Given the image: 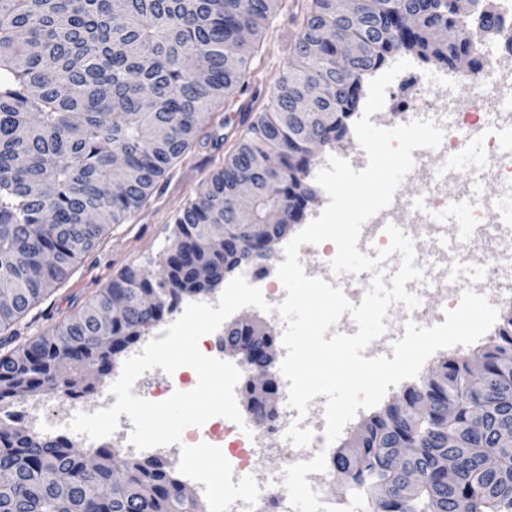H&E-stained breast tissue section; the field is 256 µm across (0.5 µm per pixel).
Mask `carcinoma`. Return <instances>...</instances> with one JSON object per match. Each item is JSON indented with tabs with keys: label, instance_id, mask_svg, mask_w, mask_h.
<instances>
[{
	"label": "carcinoma",
	"instance_id": "obj_1",
	"mask_svg": "<svg viewBox=\"0 0 512 512\" xmlns=\"http://www.w3.org/2000/svg\"><path fill=\"white\" fill-rule=\"evenodd\" d=\"M279 0H0V406L38 393L86 395L84 380H103L119 358L101 348L121 336L137 342L164 313L192 297L195 269L214 280L271 260L224 257L243 224L287 223L284 207L304 213L313 193L312 140L325 151L347 135L365 76L412 54L450 69L462 55L481 68L471 32L450 0H312L286 74L251 124L238 151L178 214L173 239L154 268L127 267L74 313L36 336L17 329L43 298L118 224L154 194L194 143L214 109L243 91L254 46ZM454 38L444 40V30ZM346 42L359 55L344 59ZM275 154L279 165L268 169ZM128 176L112 193V156ZM249 183L252 207H235ZM118 297L121 324L102 319ZM484 387L469 385L468 357L451 355L363 424L347 448L331 453L349 489L368 495L372 512H512V310L502 313L485 350ZM422 397L435 413L412 410ZM457 420L444 421L448 404ZM408 445L404 468L389 455ZM498 457L496 469L485 459ZM453 463L448 484L442 462ZM0 512H204L185 497L166 465L117 449L47 440L17 423L0 428ZM414 493L390 489L407 476Z\"/></svg>",
	"mask_w": 512,
	"mask_h": 512
}]
</instances>
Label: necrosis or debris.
<instances>
[{"mask_svg":"<svg viewBox=\"0 0 512 512\" xmlns=\"http://www.w3.org/2000/svg\"><path fill=\"white\" fill-rule=\"evenodd\" d=\"M401 79L409 80L411 98L395 113L381 110L371 117L372 123L381 128L409 123L415 109L429 112L433 121L443 130L439 148L427 149L415 154L414 165L407 175V186H417L415 194L406 189L397 190L390 205L374 216L371 223L363 225L360 240L365 251L386 247L389 238L385 232L388 224L394 223L396 213H403L408 224L419 225L432 249L431 254H417L415 267L421 268L426 281L444 278L448 287L436 298L433 308L419 306L408 310L406 320L430 327L444 322L449 307L455 306L463 290H475L486 296L489 303L512 302V214L499 210L495 201L474 192L473 187L482 182L493 181L512 187V49L490 51L481 82L475 85H460V92L471 96L473 109L457 111L452 98L447 95L448 76L439 74L434 84L435 99H428V89L418 69L401 72ZM483 144L485 163L465 174L453 168L456 154L467 142ZM460 180L461 186L455 198H448L439 187L451 180ZM466 206L471 218L473 240L482 243L489 260V267L481 283H472L466 276L449 278L448 271L434 260V252L448 248L449 203ZM336 254L335 247L328 244H305L299 249V258L304 270H316L321 278L340 287L352 304H360L371 280L370 273L333 278L329 263ZM195 386L192 368L183 366L174 373L165 375L162 382H152L149 375H141L132 392L143 399L163 398L176 391H189ZM116 401L110 390H103L93 403L71 400L49 406L46 396L33 397L20 410L19 415L27 426L43 437L63 436L84 448L102 447V440H90L86 435L71 431L68 427L76 413H92L111 407ZM325 400L314 398L306 416L297 410L282 406L279 419L271 428L252 427L243 432L233 422L214 417L199 427L186 428L180 443L171 446L145 449L148 457H167L169 453L188 454L195 448L215 449L224 460L221 480L202 479L198 482L199 497L210 499L215 512H262V504H269V512H292L294 495L307 497L311 512H355L353 504L346 500L329 497L326 489L330 483L332 468L327 458V443L324 437ZM302 417L314 437L310 445L292 450L291 462L299 474L294 488L284 485V476L277 467H254V460L272 454L268 437L284 438L295 417Z\"/></svg>","mask_w":512,"mask_h":512,"instance_id":"1","label":"necrosis or debris"}]
</instances>
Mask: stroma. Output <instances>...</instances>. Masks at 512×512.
<instances>
[{
	"label": "stroma",
	"mask_w": 512,
	"mask_h": 512,
	"mask_svg": "<svg viewBox=\"0 0 512 512\" xmlns=\"http://www.w3.org/2000/svg\"><path fill=\"white\" fill-rule=\"evenodd\" d=\"M311 0H281L256 46L244 94L225 99L215 110L223 121L217 139H197L166 173L158 190L128 221L87 254L70 277L28 316L29 334L60 322L97 294L128 266L158 259L173 236L178 212L202 192L241 144L249 126L266 111L268 95L288 67L291 46L301 32Z\"/></svg>",
	"instance_id": "obj_1"
}]
</instances>
